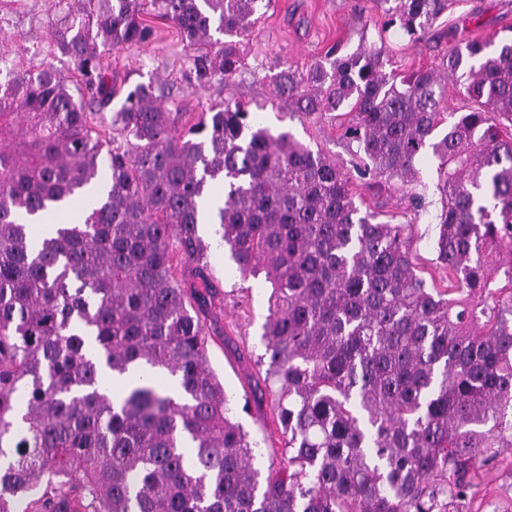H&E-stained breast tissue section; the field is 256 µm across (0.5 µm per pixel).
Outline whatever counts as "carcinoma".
<instances>
[{
  "instance_id": "cac0c4a2",
  "label": "carcinoma",
  "mask_w": 512,
  "mask_h": 512,
  "mask_svg": "<svg viewBox=\"0 0 512 512\" xmlns=\"http://www.w3.org/2000/svg\"><path fill=\"white\" fill-rule=\"evenodd\" d=\"M409 36L450 0H379ZM49 52L104 108L105 51L169 22L199 89L245 65L264 0H55ZM218 32L227 36L221 41ZM0 512H466L477 471L512 448V41H469L399 72L385 47L285 67L288 111L336 120L379 186L437 161L426 280L406 225L356 204L336 163L212 104L183 129L152 83L94 130L47 65L1 68ZM473 104L445 121L448 83ZM242 278L271 284L264 384L287 465L262 474L207 343L224 306L199 211L209 185ZM84 201L33 238L26 217ZM132 380L124 396L110 379ZM179 381L176 400L159 376ZM194 448L187 461L185 448Z\"/></svg>"
}]
</instances>
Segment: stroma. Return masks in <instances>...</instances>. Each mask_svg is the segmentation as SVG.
I'll use <instances>...</instances> for the list:
<instances>
[{
  "mask_svg": "<svg viewBox=\"0 0 512 512\" xmlns=\"http://www.w3.org/2000/svg\"><path fill=\"white\" fill-rule=\"evenodd\" d=\"M53 10L52 0H0V56L18 71L35 70L51 61L44 40L43 21ZM385 14L378 0H271L263 19L253 29L246 66L232 80L199 90L185 76L186 50L171 25L148 16L151 38L143 44L106 54L103 63L118 81L153 83L163 88L168 106L179 108L186 120L217 101L244 100L261 103L259 121L273 131L290 132L313 151L322 152L348 173L364 205L377 209L394 223L405 225L413 251L421 264L433 257V210L412 211L404 187L378 190L358 174L353 146L340 124L305 119L280 107L274 98L273 76L282 66L309 68L332 43L350 53L381 40L391 51L398 69L409 71L431 66L449 46L469 40L512 37V0H455L432 29L411 37L398 28H385ZM54 62V61H51ZM65 83L76 76L67 62H54ZM209 242L208 265L224 291L219 319L223 336L210 337L209 363L233 403L244 404V395L263 380L265 365L263 326L269 314L271 285L264 276L241 279L227 250L216 237ZM237 421L256 441L255 465L279 468L282 437L272 398L248 411H237ZM469 512H512V449L490 461L479 472Z\"/></svg>",
  "mask_w": 512,
  "mask_h": 512,
  "instance_id": "stroma-1",
  "label": "stroma"
}]
</instances>
